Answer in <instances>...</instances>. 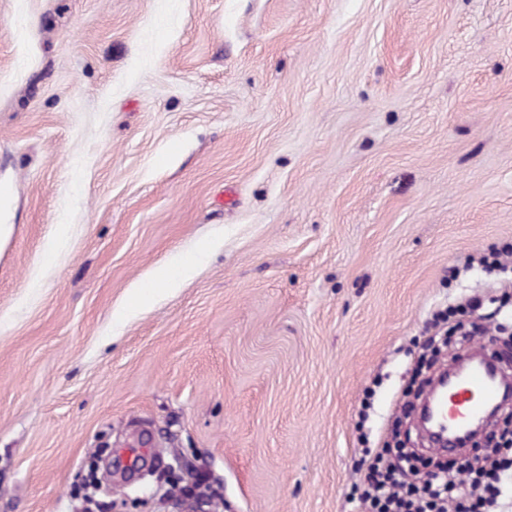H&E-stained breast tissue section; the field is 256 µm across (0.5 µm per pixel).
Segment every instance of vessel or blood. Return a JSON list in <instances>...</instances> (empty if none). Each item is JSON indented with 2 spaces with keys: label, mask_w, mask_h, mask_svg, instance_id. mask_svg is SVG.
<instances>
[{
  "label": "vessel or blood",
  "mask_w": 512,
  "mask_h": 512,
  "mask_svg": "<svg viewBox=\"0 0 512 512\" xmlns=\"http://www.w3.org/2000/svg\"><path fill=\"white\" fill-rule=\"evenodd\" d=\"M511 371L512 364L491 360L484 343H474L461 371L449 380L450 393L439 395L419 422L420 432L434 453L457 455L464 442L465 426L482 415L487 406L512 410V391L507 388L506 378Z\"/></svg>",
  "instance_id": "obj_1"
}]
</instances>
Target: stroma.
<instances>
[{"mask_svg":"<svg viewBox=\"0 0 512 512\" xmlns=\"http://www.w3.org/2000/svg\"><path fill=\"white\" fill-rule=\"evenodd\" d=\"M505 241L512 0H0V512H365Z\"/></svg>","mask_w":512,"mask_h":512,"instance_id":"35a3bbf8","label":"stroma"}]
</instances>
